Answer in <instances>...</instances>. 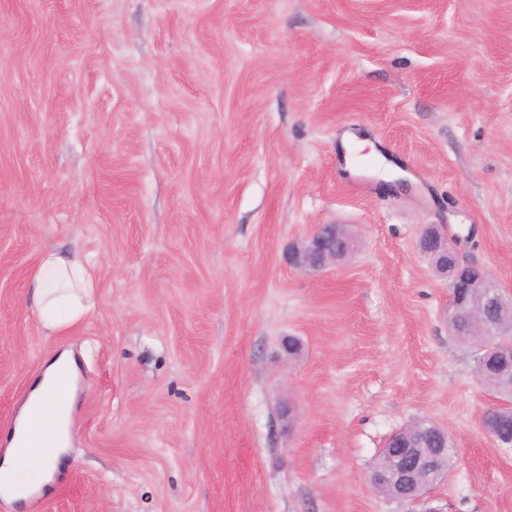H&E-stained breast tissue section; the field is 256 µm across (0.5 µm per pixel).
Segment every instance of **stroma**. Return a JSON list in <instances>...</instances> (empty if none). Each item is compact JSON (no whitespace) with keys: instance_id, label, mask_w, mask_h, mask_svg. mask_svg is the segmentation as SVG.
Masks as SVG:
<instances>
[{"instance_id":"1","label":"stroma","mask_w":512,"mask_h":512,"mask_svg":"<svg viewBox=\"0 0 512 512\" xmlns=\"http://www.w3.org/2000/svg\"><path fill=\"white\" fill-rule=\"evenodd\" d=\"M321 224L352 253L289 266ZM429 224L512 291V0H0V450L79 360L65 471L0 512H407L370 475L423 420L435 507L512 512ZM72 248L93 308L48 336L29 278Z\"/></svg>"}]
</instances>
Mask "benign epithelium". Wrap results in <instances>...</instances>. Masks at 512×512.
Masks as SVG:
<instances>
[{"instance_id":"benign-epithelium-1","label":"benign epithelium","mask_w":512,"mask_h":512,"mask_svg":"<svg viewBox=\"0 0 512 512\" xmlns=\"http://www.w3.org/2000/svg\"><path fill=\"white\" fill-rule=\"evenodd\" d=\"M431 241L442 247L438 265L447 269L450 304L448 315L465 319L480 317L484 319L485 335H496V324L485 319V309L500 304L502 294L497 292L498 283L487 269L463 260L457 251L443 245L439 231L435 230L431 238H420L418 250L423 253L436 252L426 247L425 241ZM341 254L336 252V225L323 224L309 235L296 239L288 245V265L304 271H323L336 265ZM444 452L441 447L432 449V454L423 455L411 448L402 461L388 472L371 475V482H390L396 485L402 495L399 499L415 503L430 489L432 483L425 480L430 475L437 478L434 458Z\"/></svg>"}]
</instances>
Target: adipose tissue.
<instances>
[{"label":"adipose tissue","instance_id":"1","mask_svg":"<svg viewBox=\"0 0 512 512\" xmlns=\"http://www.w3.org/2000/svg\"><path fill=\"white\" fill-rule=\"evenodd\" d=\"M91 286L88 265L79 252H45L31 276L42 332L48 336L61 333L85 316L92 308ZM77 375L70 352L49 361L8 432L1 470L36 476L41 488L54 483L69 451Z\"/></svg>","mask_w":512,"mask_h":512}]
</instances>
